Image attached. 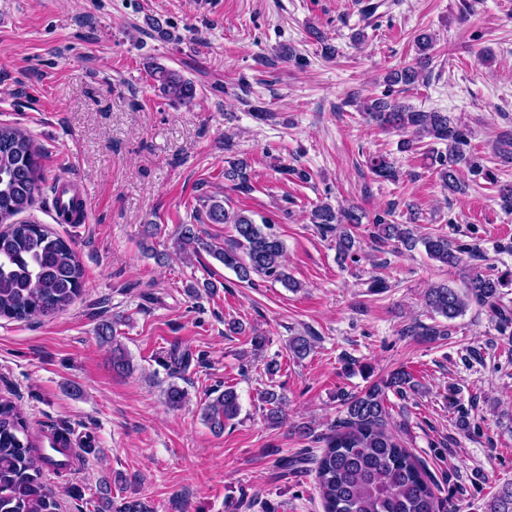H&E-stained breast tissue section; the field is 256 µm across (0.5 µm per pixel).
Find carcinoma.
Returning <instances> with one entry per match:
<instances>
[{
    "label": "carcinoma",
    "mask_w": 512,
    "mask_h": 512,
    "mask_svg": "<svg viewBox=\"0 0 512 512\" xmlns=\"http://www.w3.org/2000/svg\"><path fill=\"white\" fill-rule=\"evenodd\" d=\"M151 78L161 93L171 101L188 103L195 98V87L180 72L161 65L150 68ZM420 70L408 65L391 73L388 82L412 85ZM363 112L383 128L408 133L402 142L411 150L425 138L447 146L432 157L443 189L451 194L463 192L458 173L465 165L475 173L484 171L477 158L466 154L462 146L466 133L446 112L416 110L387 98L366 101ZM42 151L23 128L0 123V317L14 320L52 318L66 310L85 288L84 271L71 242L31 220L12 221L27 211L40 197L45 177ZM374 174L396 178L393 163L384 156L370 159ZM247 162L236 159L224 168V180L231 188L246 194L252 191ZM205 215L197 223L182 224L175 239V249L183 254L204 249L225 267L232 269L239 281L271 279L288 288L297 287L283 262L284 243L269 224H257L248 215L224 208L214 195L203 197ZM231 224L235 236L223 247L204 241L199 225ZM312 223L332 236L341 254L353 245L349 225L359 223L352 210H334L327 204L312 210ZM377 237L392 241L409 252L417 246L448 267L463 261L464 251L444 234L417 236L408 224L379 223ZM512 285V272L492 274L476 265L470 268L465 286L453 288L446 283L425 291L426 307L447 320L462 315L473 303L487 307L506 326L512 322L501 305L502 289ZM119 319L98 327L99 338L112 344V369L118 373L131 370L130 359L117 336ZM405 333L432 340L447 335L438 325H410ZM313 348L309 336H294L288 349L295 359L307 357ZM415 387L413 376L402 370L391 373L358 393L341 394L343 416L329 431L316 436L324 444L320 456L313 458L316 488L325 512H440L439 486L424 464L404 448L390 430V414L385 405L387 392L404 395ZM266 418L278 423L287 399L275 389L261 393ZM239 396L231 386L224 387L202 407L201 416L211 431L224 432L226 425L240 414ZM57 467L41 446V435L31 431L17 404L0 396V512H58L55 494L44 481V469ZM95 512H154L141 498L129 497L118 502L104 486L94 505ZM484 512H512V482L491 497Z\"/></svg>",
    "instance_id": "obj_1"
}]
</instances>
